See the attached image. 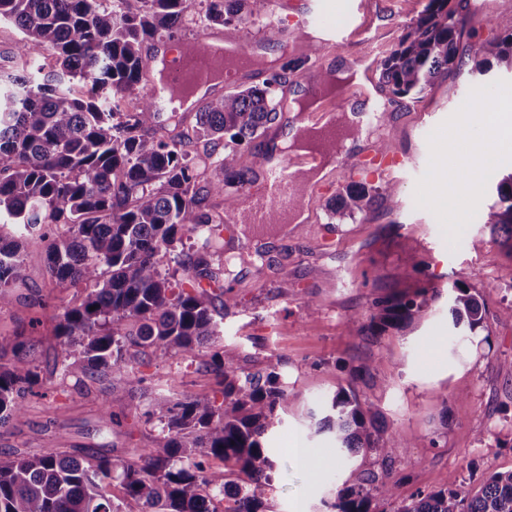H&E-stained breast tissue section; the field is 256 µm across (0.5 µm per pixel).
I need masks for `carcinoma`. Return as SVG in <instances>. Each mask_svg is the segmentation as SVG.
<instances>
[{
  "mask_svg": "<svg viewBox=\"0 0 512 512\" xmlns=\"http://www.w3.org/2000/svg\"><path fill=\"white\" fill-rule=\"evenodd\" d=\"M258 7V0H207L205 18L229 24L257 15ZM190 9V0H0V20L22 33L17 66L0 74V217L14 226L0 232V309L23 278L26 247L44 244L51 278L83 286L80 301L60 316L55 367L85 389L103 375H130L159 349L215 342L221 322L210 299L224 298L226 308L234 302L213 267V241L224 225L212 222L206 202L228 185L249 184L263 164L252 144L280 114L281 75L195 113L191 135L211 147L202 156L185 150L191 135L183 130L157 136L156 98L139 89L141 48L180 28ZM475 14L471 0H428L381 61L379 81L419 100L452 71L472 78L495 63L512 69V30L473 41V66L464 69L457 45ZM243 148L249 167L237 162ZM377 194L350 183L327 211L332 218L364 213ZM483 224L512 249V172L496 185ZM193 235L199 243L184 249L183 238ZM439 295L421 287L412 298L379 299L347 328L378 339L405 328ZM450 302L454 327L470 335L484 329L483 304L465 281L453 282ZM12 350L13 359L0 364V425L21 413L39 378L26 343L16 339ZM210 368L218 378L213 394L151 400L144 416L162 424L161 437L137 463L56 448L0 460V512H124L113 485L141 505L138 512H221L228 486L240 488L233 512H266L274 462L263 438L281 423L277 410L290 393L273 363L247 372L226 351L213 354ZM372 378L369 366L353 369L308 424L341 452H372L384 466L339 489L333 512H374L375 500L394 498L395 434L375 404L356 394ZM209 457L224 468L205 466ZM392 512H512V471L468 489L450 476L448 486L419 492Z\"/></svg>",
  "mask_w": 512,
  "mask_h": 512,
  "instance_id": "obj_1",
  "label": "carcinoma"
}]
</instances>
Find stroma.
Segmentation results:
<instances>
[{"label":"stroma","instance_id":"obj_1","mask_svg":"<svg viewBox=\"0 0 512 512\" xmlns=\"http://www.w3.org/2000/svg\"><path fill=\"white\" fill-rule=\"evenodd\" d=\"M426 2L379 0L370 9L371 34L327 53L324 73L352 72L361 79L316 101L319 119L347 136L320 180L301 177L295 210L302 221L265 232L238 220L245 196L266 192L259 170L243 189L228 187L212 197L232 232L231 239H217L214 265L235 298L214 346L156 352L140 376L122 378L119 393H107L103 378L92 383V396H84L73 378L54 368L59 317L82 291L52 280L42 248H27L26 279L0 309V339L26 341L39 383L23 411L0 427V459L56 448L138 461L161 431L158 421L144 416L149 400L213 393L207 364L213 353L229 351L250 371L280 361L292 395L281 425L263 439L275 464L267 512H329L338 489L361 471L380 470L378 455L337 453L326 436L307 430L309 412L362 364L372 366L373 377L359 385L360 396L376 405L407 448L395 466L396 502L446 487L452 475L472 487L512 470V318L505 314L512 306V249L493 242L482 223L492 190L512 171V154L490 168L478 158L461 162V170L477 172L475 183L449 180L445 168L450 132L465 125L473 145L484 143L491 118L505 108L500 95L512 90V71L493 67L478 112L462 111L473 89L453 73L420 100L391 96L378 82V64ZM479 3L477 38L512 29V0ZM305 128L292 111L255 140L267 167L289 160L284 140ZM377 139L401 154L402 165L391 180H375L379 197L368 212L330 218L326 198L313 196V188L321 183L337 191L351 183L348 160ZM458 279L484 305L483 335L464 336L453 327L446 292ZM421 286L441 296L407 329L375 341L347 333L346 322L366 317L374 300L410 295ZM106 406L119 423H104Z\"/></svg>","mask_w":512,"mask_h":512}]
</instances>
